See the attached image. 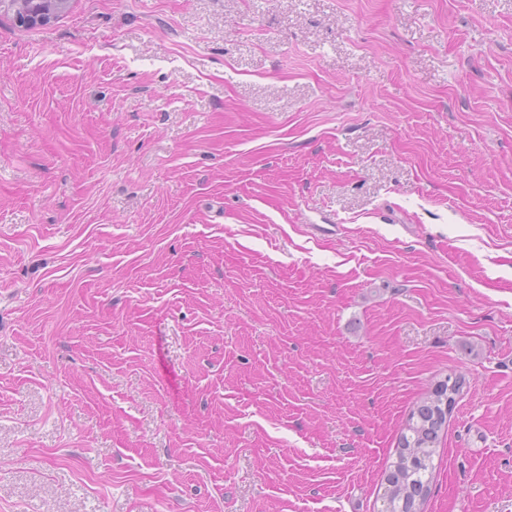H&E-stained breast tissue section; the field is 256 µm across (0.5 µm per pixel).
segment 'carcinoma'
I'll list each match as a JSON object with an SVG mask.
<instances>
[{"label":"carcinoma","instance_id":"cac0c4a2","mask_svg":"<svg viewBox=\"0 0 512 512\" xmlns=\"http://www.w3.org/2000/svg\"><path fill=\"white\" fill-rule=\"evenodd\" d=\"M461 387V378L449 376L410 410L385 473L383 512H420L430 492L433 456Z\"/></svg>","mask_w":512,"mask_h":512}]
</instances>
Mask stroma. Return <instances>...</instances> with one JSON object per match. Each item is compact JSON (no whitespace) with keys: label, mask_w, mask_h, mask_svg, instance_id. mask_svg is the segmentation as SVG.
<instances>
[{"label":"stroma","mask_w":512,"mask_h":512,"mask_svg":"<svg viewBox=\"0 0 512 512\" xmlns=\"http://www.w3.org/2000/svg\"><path fill=\"white\" fill-rule=\"evenodd\" d=\"M512 512V0L0 10V512ZM4 3L13 9L18 23L25 26H46L55 17L63 12L68 0H1L0 7ZM36 4L38 6H36ZM448 376L410 410L399 435L396 457L385 473L381 512H421L429 495L433 456L448 421V411L462 387Z\"/></svg>","instance_id":"obj_1"}]
</instances>
